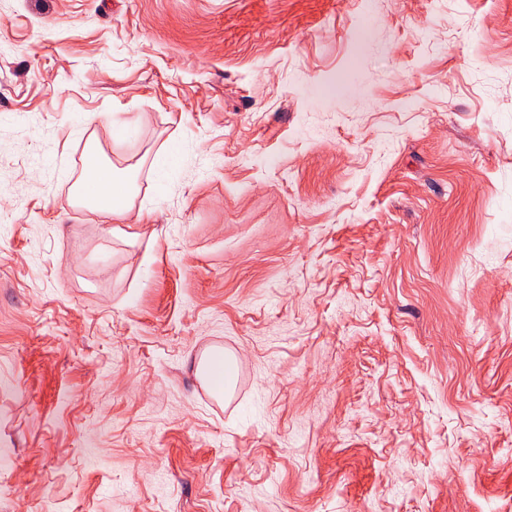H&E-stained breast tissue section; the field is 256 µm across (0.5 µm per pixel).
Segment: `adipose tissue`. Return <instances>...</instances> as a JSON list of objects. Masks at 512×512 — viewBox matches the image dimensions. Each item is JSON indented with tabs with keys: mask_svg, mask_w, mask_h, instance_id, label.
I'll return each instance as SVG.
<instances>
[{
	"mask_svg": "<svg viewBox=\"0 0 512 512\" xmlns=\"http://www.w3.org/2000/svg\"><path fill=\"white\" fill-rule=\"evenodd\" d=\"M86 154L93 163L83 166L78 181L86 209L108 217H121L129 213L138 194L136 167L117 166L95 144L88 147Z\"/></svg>",
	"mask_w": 512,
	"mask_h": 512,
	"instance_id": "adipose-tissue-1",
	"label": "adipose tissue"
}]
</instances>
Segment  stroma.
I'll list each match as a JSON object with an SVG mask.
<instances>
[{
  "instance_id": "1",
  "label": "stroma",
  "mask_w": 512,
  "mask_h": 512,
  "mask_svg": "<svg viewBox=\"0 0 512 512\" xmlns=\"http://www.w3.org/2000/svg\"><path fill=\"white\" fill-rule=\"evenodd\" d=\"M0 512H512V0H0ZM88 157L93 159L91 166L86 165ZM84 158L78 187L85 208L108 217H122L129 213L134 208L139 190L136 184V167L117 166L95 143L88 147ZM181 150L175 143L162 145L154 154L150 170L154 176L156 185L166 183L179 165ZM233 361L232 357L226 353L215 357L209 366V381H213L215 386L219 387L224 395L228 394L233 383Z\"/></svg>"
}]
</instances>
